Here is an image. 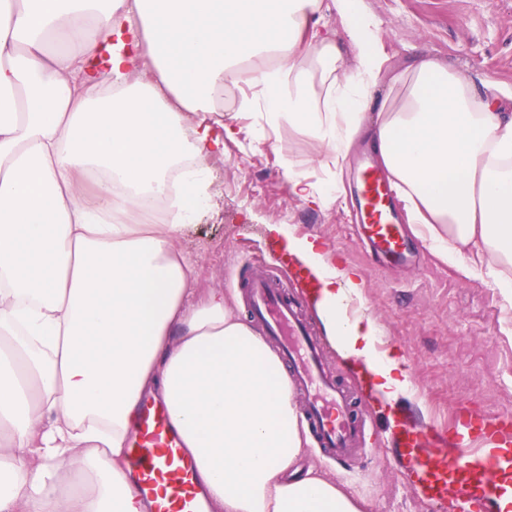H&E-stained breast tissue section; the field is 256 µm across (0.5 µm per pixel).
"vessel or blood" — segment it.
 <instances>
[{"label": "vessel or blood", "instance_id": "1", "mask_svg": "<svg viewBox=\"0 0 512 512\" xmlns=\"http://www.w3.org/2000/svg\"><path fill=\"white\" fill-rule=\"evenodd\" d=\"M359 235L373 252L391 262L408 256L406 229L392 214L393 188L372 165L359 175ZM247 299L256 319L282 345L281 358L292 366L290 382L307 397V422L322 447L336 460L359 453L362 429L343 388L324 369L317 339L297 306L288 299L279 280L268 270L254 272ZM481 435L486 448L475 449L466 463L449 457V442L469 444ZM399 446L411 465L410 480L418 495L433 503L449 497H468L477 489L493 494L492 475L512 468V425L489 418L480 432L470 420L456 414L447 430L409 426L399 434ZM131 481L137 497L151 512H206L196 466L183 451L168 410L161 402L144 399L138 425L128 442Z\"/></svg>", "mask_w": 512, "mask_h": 512}]
</instances>
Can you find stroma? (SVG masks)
<instances>
[{"instance_id": "stroma-1", "label": "stroma", "mask_w": 512, "mask_h": 512, "mask_svg": "<svg viewBox=\"0 0 512 512\" xmlns=\"http://www.w3.org/2000/svg\"><path fill=\"white\" fill-rule=\"evenodd\" d=\"M363 5L388 56L378 94L420 55L448 64L475 90L487 82L512 90V0H363ZM218 118L239 135L225 140L223 153L205 159L209 201L177 243L190 260L195 295L223 290L234 313L249 319L248 283L255 268L266 265L319 336L321 324L291 271L270 263L280 243L269 225L285 223L296 235L318 238L331 259L356 268L365 282L367 312L383 329L380 347L405 356L414 393L400 399L395 412L379 410L335 350L322 343L325 369L349 391L352 411L364 426L365 452L336 465L303 423L306 461L371 502L374 512H456L453 504L417 498L393 444L391 421L443 424L462 408L477 416H512V307L480 272L462 276L416 235L408 242L418 261L409 266L386 262L361 245L354 227L355 178L362 155L372 151L366 139L354 144L335 184L334 202L321 209L291 195L282 162L290 157L296 170L314 181L332 175L326 156L303 129L286 127L278 138L266 137L257 113L238 111L231 96Z\"/></svg>"}]
</instances>
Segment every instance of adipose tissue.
<instances>
[{
    "label": "adipose tissue",
    "mask_w": 512,
    "mask_h": 512,
    "mask_svg": "<svg viewBox=\"0 0 512 512\" xmlns=\"http://www.w3.org/2000/svg\"><path fill=\"white\" fill-rule=\"evenodd\" d=\"M342 19L355 66L324 34ZM362 0H0V512H146L126 442L144 394L161 397L212 512H370L316 468L279 357L223 291L193 299L177 241L207 198L213 118L229 85L266 134L304 129L344 160L367 136L416 234L463 276L475 251L512 305V112L422 58L376 100L385 63ZM262 66H255V59ZM321 92H314V84ZM193 113L185 123L184 113ZM183 187L159 224H132ZM270 232L311 274L310 300L375 398L412 384L380 353V324L348 317L357 273L315 238Z\"/></svg>",
    "instance_id": "1"
}]
</instances>
